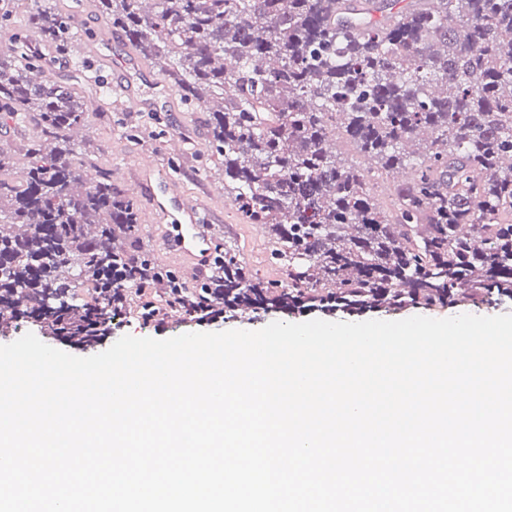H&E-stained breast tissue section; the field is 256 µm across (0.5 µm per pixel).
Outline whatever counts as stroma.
<instances>
[{"instance_id":"35a3bbf8","label":"stroma","mask_w":512,"mask_h":512,"mask_svg":"<svg viewBox=\"0 0 512 512\" xmlns=\"http://www.w3.org/2000/svg\"><path fill=\"white\" fill-rule=\"evenodd\" d=\"M57 12L68 17L77 32L85 33L77 50L83 57L87 71L78 73L66 67L54 48L44 47L47 69L51 77L69 84L81 99L93 97V82L106 84L130 83L138 93L157 100L154 112H137L128 108L118 96L102 98L100 108L89 115L88 132L80 139L83 158L98 169L111 172L112 180L126 186L135 175L142 155H153L160 176L180 179L185 193L198 198L205 209L207 226L212 236L225 239L235 246L250 270L270 279L282 276L281 269L271 264L272 248L268 230H256L237 211L226 196L212 197L213 188L224 185L222 165L210 149L207 113L188 110L181 100L163 105V91L140 76V69L151 75L159 70L153 62L145 61L128 41L117 39L115 30L98 13L97 0H54ZM174 136L185 138L182 154L166 151L165 142ZM278 313L225 312L206 323L185 322L183 328L165 324L155 329L153 323L143 321L135 305H128L112 323L107 337L92 347L80 348L54 338L33 322L20 323L17 330L0 335L1 343H11L22 334L33 333L43 343L69 354L87 357L108 349L126 335L167 339L179 332H219L233 329L258 330L277 321Z\"/></svg>"}]
</instances>
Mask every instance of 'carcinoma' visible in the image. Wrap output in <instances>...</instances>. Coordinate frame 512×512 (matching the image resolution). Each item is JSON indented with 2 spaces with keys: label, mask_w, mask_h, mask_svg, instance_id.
Segmentation results:
<instances>
[{
  "label": "carcinoma",
  "mask_w": 512,
  "mask_h": 512,
  "mask_svg": "<svg viewBox=\"0 0 512 512\" xmlns=\"http://www.w3.org/2000/svg\"><path fill=\"white\" fill-rule=\"evenodd\" d=\"M0 0V127L34 121L22 155L0 139V314L89 347L116 301L156 281L194 310H431L512 299V0H416L383 20L349 0H98L184 104L209 113L224 194L269 229L288 280L229 243L189 282L154 262L140 210L112 174L76 163L85 126L67 84L36 82L37 43L76 71V31L49 0L11 22ZM374 161L358 167L330 142ZM405 180L378 195L372 185ZM469 226V233L461 227ZM92 285L93 300L77 288Z\"/></svg>",
  "instance_id": "obj_1"
}]
</instances>
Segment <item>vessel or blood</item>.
I'll return each mask as SVG.
<instances>
[{
	"label": "vessel or blood",
	"instance_id": "1",
	"mask_svg": "<svg viewBox=\"0 0 512 512\" xmlns=\"http://www.w3.org/2000/svg\"><path fill=\"white\" fill-rule=\"evenodd\" d=\"M131 191L148 195L147 223L166 225L162 251L179 256L195 272H204L211 261L212 240L202 218V204L190 200L177 179H157L156 166L149 158L141 161Z\"/></svg>",
	"mask_w": 512,
	"mask_h": 512
}]
</instances>
